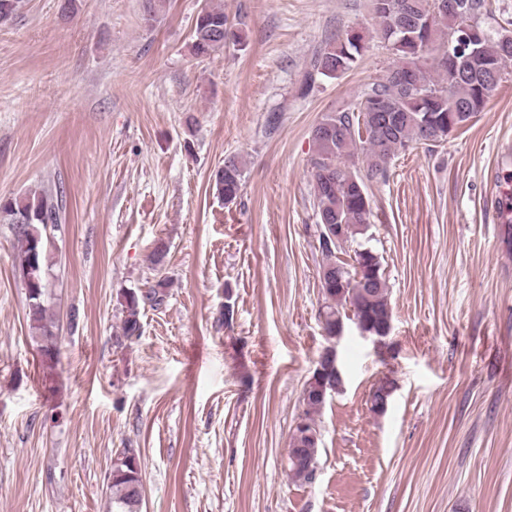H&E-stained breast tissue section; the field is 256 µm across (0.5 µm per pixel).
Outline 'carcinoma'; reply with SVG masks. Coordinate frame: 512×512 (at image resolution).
<instances>
[{
  "label": "carcinoma",
  "instance_id": "1",
  "mask_svg": "<svg viewBox=\"0 0 512 512\" xmlns=\"http://www.w3.org/2000/svg\"><path fill=\"white\" fill-rule=\"evenodd\" d=\"M454 2L439 8L435 0H370L380 37L395 61L359 100L325 114L313 127L309 174L323 255L320 315L328 336L342 335L344 322L352 317L370 331L392 321L380 256L360 243L368 238L373 217L366 182L385 179L399 153L419 144L447 141L482 111L505 78L498 66L512 52V31L503 26L493 34L483 25L491 13L487 0ZM24 6L25 0H0V24L13 21ZM238 42V32L223 8L205 7L199 12L191 45L195 55L207 56ZM364 49V36L355 30L326 45L314 56L304 86L310 87L319 77L340 78ZM243 181V164L230 159L214 176L215 194L224 203H233L241 196ZM20 218L24 223H17ZM63 219L59 188L0 198V224L14 232L18 271L30 292L28 335L50 370L59 363L60 349L59 327L46 306L49 260L44 232L46 225L56 226ZM328 224L345 225V243L357 244L353 263L338 259L343 246L329 236ZM168 285V278L161 276L148 290L131 289L123 295L122 337L141 336V309L148 303L161 304ZM340 385V378L332 373L313 376L304 399L309 423L317 424L316 416L325 404L321 391L329 395ZM320 436L318 429L312 433L293 429L288 454L318 458ZM139 482L140 471L127 464L126 452L118 453L108 478L112 512H142V499L132 492V485Z\"/></svg>",
  "mask_w": 512,
  "mask_h": 512
}]
</instances>
